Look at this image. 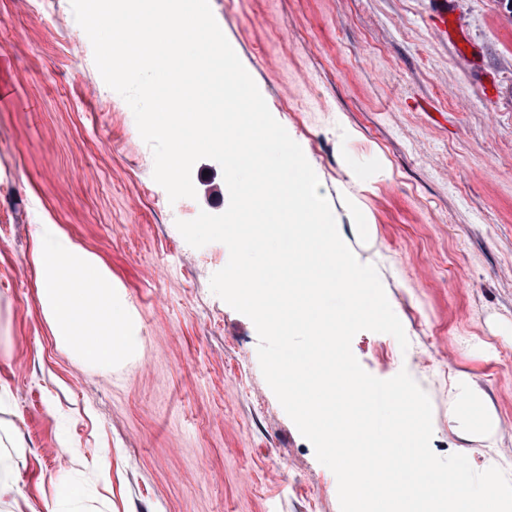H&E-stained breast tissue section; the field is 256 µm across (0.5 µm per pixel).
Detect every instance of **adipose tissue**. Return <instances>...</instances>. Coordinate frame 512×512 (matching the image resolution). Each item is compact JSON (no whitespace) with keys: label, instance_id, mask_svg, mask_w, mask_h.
Wrapping results in <instances>:
<instances>
[{"label":"adipose tissue","instance_id":"1","mask_svg":"<svg viewBox=\"0 0 512 512\" xmlns=\"http://www.w3.org/2000/svg\"><path fill=\"white\" fill-rule=\"evenodd\" d=\"M37 299L58 346L90 365H109L131 348L130 326L112 278L58 225L36 227Z\"/></svg>","mask_w":512,"mask_h":512}]
</instances>
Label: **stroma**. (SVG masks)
Segmentation results:
<instances>
[{
	"mask_svg": "<svg viewBox=\"0 0 512 512\" xmlns=\"http://www.w3.org/2000/svg\"><path fill=\"white\" fill-rule=\"evenodd\" d=\"M273 117L303 149L341 237L376 264L408 348L362 331L369 374L407 371L438 456L512 479V7L453 0L471 47L428 0H210ZM79 67H72V59ZM356 153L371 176L354 178ZM132 110L110 89L70 0H0V474L12 512H340L337 480L267 384L253 322L215 295L228 248L177 221ZM95 255L132 316V357L97 367L56 345L37 300L35 228ZM428 365H419L420 355ZM468 379L495 416L449 414Z\"/></svg>",
	"mask_w": 512,
	"mask_h": 512,
	"instance_id": "35a3bbf8",
	"label": "stroma"
}]
</instances>
